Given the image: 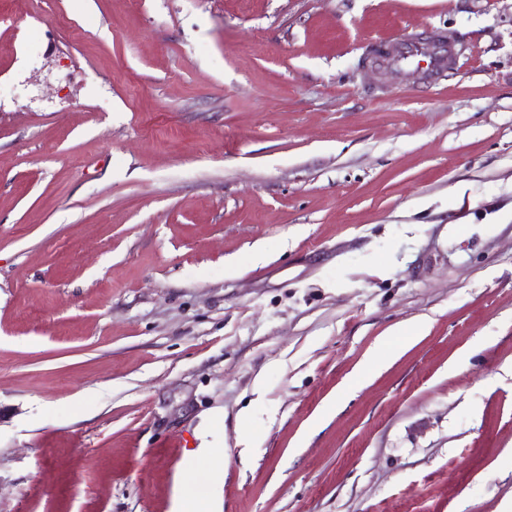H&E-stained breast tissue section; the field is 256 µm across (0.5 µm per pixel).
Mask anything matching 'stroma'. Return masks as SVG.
<instances>
[{
	"instance_id": "35a3bbf8",
	"label": "stroma",
	"mask_w": 512,
	"mask_h": 512,
	"mask_svg": "<svg viewBox=\"0 0 512 512\" xmlns=\"http://www.w3.org/2000/svg\"><path fill=\"white\" fill-rule=\"evenodd\" d=\"M205 442L222 512H512V0H0V512ZM397 63L421 68L427 76L445 67L446 49L442 45L425 46L419 37L407 35L399 42Z\"/></svg>"
}]
</instances>
